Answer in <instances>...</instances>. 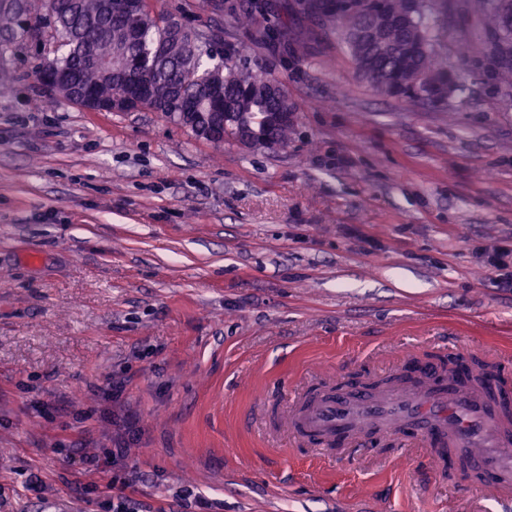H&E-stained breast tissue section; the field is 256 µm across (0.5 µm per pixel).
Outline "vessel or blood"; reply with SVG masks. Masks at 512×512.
I'll return each mask as SVG.
<instances>
[{"label": "vessel or blood", "instance_id": "vessel-or-blood-1", "mask_svg": "<svg viewBox=\"0 0 512 512\" xmlns=\"http://www.w3.org/2000/svg\"><path fill=\"white\" fill-rule=\"evenodd\" d=\"M406 379L368 393L323 394L293 400L292 426L297 437L317 440L324 454L358 443L378 431L412 435L433 447L436 457L473 456L481 485L512 492V387L459 370H416L406 358Z\"/></svg>", "mask_w": 512, "mask_h": 512}]
</instances>
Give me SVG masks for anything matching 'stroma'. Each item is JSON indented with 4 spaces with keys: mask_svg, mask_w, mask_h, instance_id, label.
I'll return each instance as SVG.
<instances>
[{
    "mask_svg": "<svg viewBox=\"0 0 512 512\" xmlns=\"http://www.w3.org/2000/svg\"><path fill=\"white\" fill-rule=\"evenodd\" d=\"M157 0L282 83L287 146L196 138L158 112L0 97V512H512L426 443L299 442L289 402L399 376L408 355L512 378V85L469 0L436 17L458 92L385 96L297 0ZM287 25V41L257 27ZM305 44L304 56L285 45ZM124 380L116 393L112 384ZM128 444L121 467L117 441ZM99 460L85 472L82 459Z\"/></svg>",
    "mask_w": 512,
    "mask_h": 512,
    "instance_id": "obj_1",
    "label": "stroma"
}]
</instances>
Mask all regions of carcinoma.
Returning a JSON list of instances; mask_svg holds the SVG:
<instances>
[{
	"mask_svg": "<svg viewBox=\"0 0 512 512\" xmlns=\"http://www.w3.org/2000/svg\"><path fill=\"white\" fill-rule=\"evenodd\" d=\"M439 0H349L340 32L355 68L381 94L416 102L428 92L448 98V69L438 61L431 15ZM493 35L501 82L512 84V0H475ZM0 41L18 46L54 45L26 77L49 97L41 66L48 62L72 74L81 87L119 108L135 82L148 87L154 110L167 117L193 112L188 130L224 121L250 125V147L268 139L288 144L294 124L269 127L268 112L292 111L286 93L270 91L276 78L220 53L187 29L174 32L155 0H0Z\"/></svg>",
	"mask_w": 512,
	"mask_h": 512,
	"instance_id": "obj_1",
	"label": "carcinoma"
}]
</instances>
